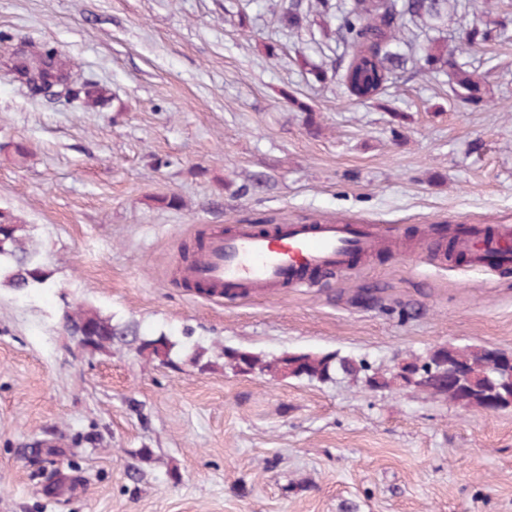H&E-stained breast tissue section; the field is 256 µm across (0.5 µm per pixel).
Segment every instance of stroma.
<instances>
[{"label":"stroma","instance_id":"1","mask_svg":"<svg viewBox=\"0 0 512 512\" xmlns=\"http://www.w3.org/2000/svg\"><path fill=\"white\" fill-rule=\"evenodd\" d=\"M289 3L0 0V213L30 225L53 284L0 288V512H512V408L243 375L222 354L336 352L376 372L449 343L512 352V272L419 250L235 302L180 281L185 249L239 220L345 216L405 237L512 222V0H448L440 35L481 80L477 106L416 71L357 103L334 20L301 0L286 27ZM486 20L505 37L466 48ZM22 40L107 105L31 98L5 67ZM77 303L126 339L77 345ZM162 333L170 365L141 347ZM42 440L77 469L73 494L44 492Z\"/></svg>","mask_w":512,"mask_h":512}]
</instances>
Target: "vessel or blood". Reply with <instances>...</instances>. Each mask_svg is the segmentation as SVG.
<instances>
[{
	"label": "vessel or blood",
	"instance_id": "1",
	"mask_svg": "<svg viewBox=\"0 0 512 512\" xmlns=\"http://www.w3.org/2000/svg\"><path fill=\"white\" fill-rule=\"evenodd\" d=\"M420 242L439 260L451 247L476 268L493 273L512 269L511 224H455L444 237L426 227ZM414 249L415 243L382 225L342 217H311L300 224H229L211 234L180 272L183 281L202 288L205 298L236 301L285 288H319L355 262Z\"/></svg>",
	"mask_w": 512,
	"mask_h": 512
}]
</instances>
